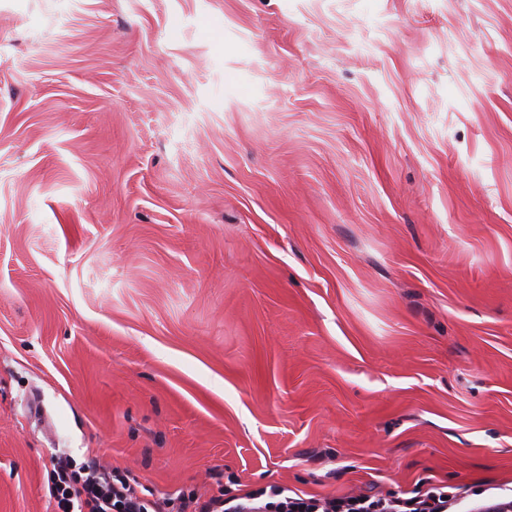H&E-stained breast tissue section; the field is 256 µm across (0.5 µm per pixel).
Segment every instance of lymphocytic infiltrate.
Wrapping results in <instances>:
<instances>
[{
  "mask_svg": "<svg viewBox=\"0 0 512 512\" xmlns=\"http://www.w3.org/2000/svg\"><path fill=\"white\" fill-rule=\"evenodd\" d=\"M48 493L56 512H457L461 507L470 512L505 499L498 492L477 503L466 488L451 491L429 477L418 479L408 498L380 491L316 497L278 484L243 494L222 485L205 492L161 491L130 471L67 457L54 464Z\"/></svg>",
  "mask_w": 512,
  "mask_h": 512,
  "instance_id": "obj_1",
  "label": "lymphocytic infiltrate"
}]
</instances>
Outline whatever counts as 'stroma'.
<instances>
[{
	"instance_id": "1",
	"label": "stroma",
	"mask_w": 512,
	"mask_h": 512,
	"mask_svg": "<svg viewBox=\"0 0 512 512\" xmlns=\"http://www.w3.org/2000/svg\"><path fill=\"white\" fill-rule=\"evenodd\" d=\"M512 486V0H0V512ZM216 484V491H161L129 470L105 466L96 458L78 464L65 457L53 465L48 493L57 508L54 512H455L512 501L505 497L511 489L471 501L468 489L456 487L450 492L430 477L418 479L409 497L378 491L318 498L278 484L234 494L219 480Z\"/></svg>"
}]
</instances>
